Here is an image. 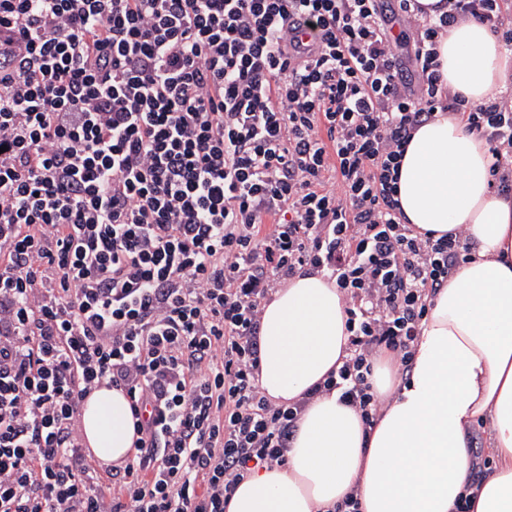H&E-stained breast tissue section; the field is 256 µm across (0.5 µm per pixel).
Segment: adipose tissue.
<instances>
[{"label": "adipose tissue", "mask_w": 512, "mask_h": 512, "mask_svg": "<svg viewBox=\"0 0 512 512\" xmlns=\"http://www.w3.org/2000/svg\"><path fill=\"white\" fill-rule=\"evenodd\" d=\"M445 88L481 106L512 91V46L485 24L458 21L436 45ZM482 135L442 115L413 134L398 198L410 224L460 233L475 257L433 298L409 370L384 361L374 388L385 399L373 428L336 395L310 396L348 351L345 302L334 281L303 270L264 301L259 386L277 405L306 400L284 465L255 469L226 512H330L356 495L361 512H512V195L492 188ZM84 439L106 463L134 440L117 389L94 390L81 408ZM487 433L478 467L468 438Z\"/></svg>", "instance_id": "ef3b65f1"}]
</instances>
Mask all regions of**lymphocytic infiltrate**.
<instances>
[{
    "instance_id": "lymphocytic-infiltrate-1",
    "label": "lymphocytic infiltrate",
    "mask_w": 512,
    "mask_h": 512,
    "mask_svg": "<svg viewBox=\"0 0 512 512\" xmlns=\"http://www.w3.org/2000/svg\"><path fill=\"white\" fill-rule=\"evenodd\" d=\"M0 0V512H224L303 406L259 383L262 304L335 279L349 354L320 385L373 425L462 236L407 224L413 132L445 112L512 191V103L471 108L435 46L501 0ZM127 397L103 483L82 402Z\"/></svg>"
}]
</instances>
